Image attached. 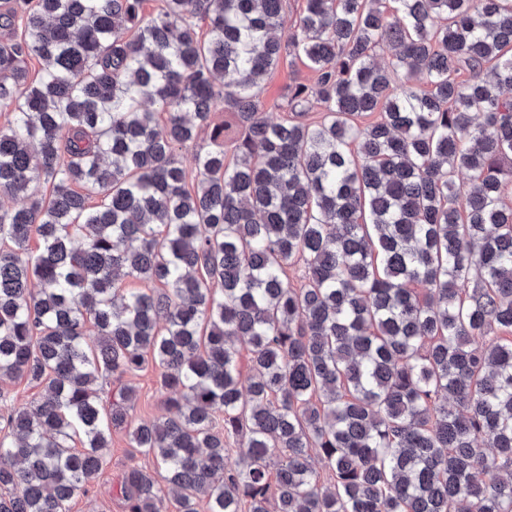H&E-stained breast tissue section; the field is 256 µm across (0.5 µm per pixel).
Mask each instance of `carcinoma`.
<instances>
[{"label": "carcinoma", "instance_id": "carcinoma-1", "mask_svg": "<svg viewBox=\"0 0 512 512\" xmlns=\"http://www.w3.org/2000/svg\"><path fill=\"white\" fill-rule=\"evenodd\" d=\"M284 2L0 0V401L43 386L0 512H70L114 429L156 460L127 512H512V0H306L285 39ZM148 361L173 413L135 422ZM314 74L300 60L285 62L274 70L266 79L263 92L265 102V117L271 122L280 121L287 112L277 108V103L284 102L288 86L295 83L313 84ZM225 124L235 126V118L232 114L224 112L221 108H218L212 115V122L209 128L200 131L198 138L194 143L187 145L186 147L180 148L177 153L182 164L191 172L194 164V156L197 151L207 150L212 147V140L210 138L211 131L216 126H224Z\"/></svg>", "mask_w": 512, "mask_h": 512}]
</instances>
